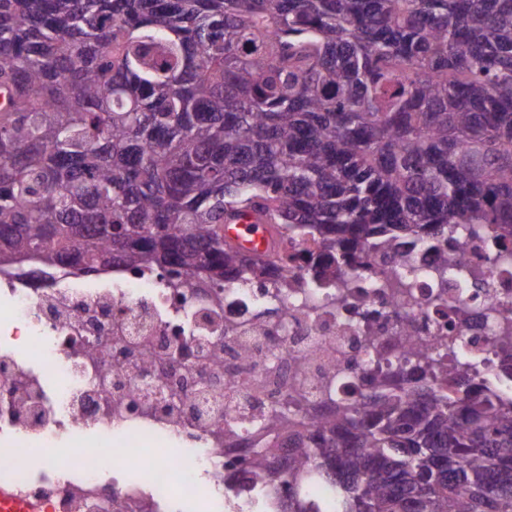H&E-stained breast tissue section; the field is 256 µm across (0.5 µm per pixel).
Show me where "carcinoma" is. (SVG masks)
Returning <instances> with one entry per match:
<instances>
[{"mask_svg": "<svg viewBox=\"0 0 512 512\" xmlns=\"http://www.w3.org/2000/svg\"><path fill=\"white\" fill-rule=\"evenodd\" d=\"M0 265L288 271L218 230L313 240L320 287L448 225L512 239V0H0ZM254 427L265 483L325 512H512V401L449 354L333 413ZM288 435L279 468L271 442ZM288 512H320L309 492Z\"/></svg>", "mask_w": 512, "mask_h": 512, "instance_id": "1", "label": "carcinoma"}]
</instances>
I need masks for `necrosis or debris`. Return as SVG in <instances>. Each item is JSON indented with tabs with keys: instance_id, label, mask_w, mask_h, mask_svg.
I'll return each instance as SVG.
<instances>
[{
	"instance_id": "1",
	"label": "necrosis or debris",
	"mask_w": 512,
	"mask_h": 512,
	"mask_svg": "<svg viewBox=\"0 0 512 512\" xmlns=\"http://www.w3.org/2000/svg\"><path fill=\"white\" fill-rule=\"evenodd\" d=\"M499 242L449 225L435 253L371 252L341 279L309 288L301 274L222 292L176 288L151 273L0 274V394L26 387L20 412L0 401V484L45 512H229L226 468L258 482L248 425L302 376L300 412L324 414L335 390L368 391L369 368L403 363L416 338L455 351L474 384L512 397V261ZM223 336L221 363L206 341ZM181 437L177 453L157 449ZM146 467L138 475L135 464Z\"/></svg>"
}]
</instances>
